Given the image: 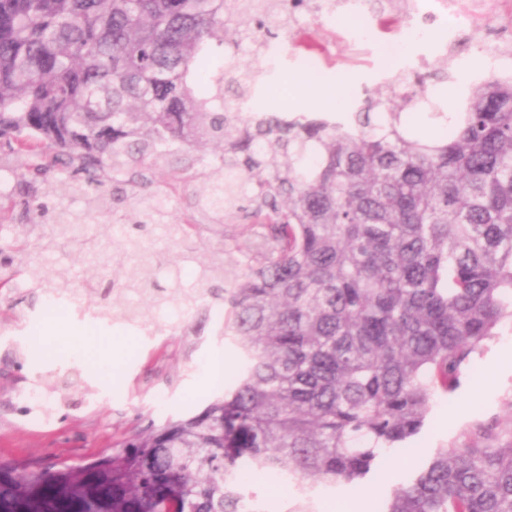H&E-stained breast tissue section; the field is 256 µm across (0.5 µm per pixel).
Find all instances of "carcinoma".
Masks as SVG:
<instances>
[{
    "mask_svg": "<svg viewBox=\"0 0 512 512\" xmlns=\"http://www.w3.org/2000/svg\"><path fill=\"white\" fill-rule=\"evenodd\" d=\"M301 37L288 0H0V172L83 201L45 224L42 197L24 200L45 248L110 213L131 225L121 253L142 255L171 201L167 236L211 241L190 289L160 285L152 259L108 279L107 243L81 242L85 312L138 321V290L187 319L222 308L238 356L224 396L110 456L0 459V512H267L246 487L272 478L299 494L284 512H310V479L365 484L512 320V78L474 82L451 112L417 72L363 88L340 121L252 111L256 94L276 100L272 64L235 56L276 41L286 58ZM214 45L232 51L218 68ZM417 108L437 134L403 118ZM243 213L242 241L226 227ZM0 266L1 292L20 275L60 293L26 232ZM43 350L17 347L33 365ZM379 512H512V419L438 449Z\"/></svg>",
    "mask_w": 512,
    "mask_h": 512,
    "instance_id": "1",
    "label": "carcinoma"
}]
</instances>
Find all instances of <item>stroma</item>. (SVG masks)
<instances>
[{
  "label": "stroma",
  "mask_w": 512,
  "mask_h": 512,
  "mask_svg": "<svg viewBox=\"0 0 512 512\" xmlns=\"http://www.w3.org/2000/svg\"><path fill=\"white\" fill-rule=\"evenodd\" d=\"M387 47L386 39H378L372 46L371 66L342 68L351 88L377 84L399 69V60L386 56ZM280 79L288 86L287 96L276 107L281 117H335L336 98L319 102L298 91V83L308 80L302 67L289 63ZM154 249L160 259L158 278L163 282L190 284L206 258L202 244L189 251L179 243L158 238ZM31 258L52 267L58 287L82 289L81 259L74 249L58 247L46 253L35 247ZM42 303L39 291L24 284L11 295H0V334L11 333L32 307ZM143 318L152 324L154 338L142 348L120 322L94 333L74 315L44 318L37 334L45 347L54 348L56 353L79 347L88 337L97 342L95 350L86 352L80 375L67 378L53 376V369L59 366L55 356L20 368L15 351L0 343V456L28 462L78 463L93 455H109L133 428L192 415L218 396V380L206 370L212 359L223 358V380L232 382L236 353L220 341V320L214 312L174 328L155 321L150 308L144 309ZM103 367L111 368V379L101 377ZM31 387L59 400L49 423L35 422L18 403L19 392ZM511 415L512 323L506 321L497 327L494 340L461 387L452 394L436 396L424 428L410 442L414 454L390 452L369 478L364 493L347 486H317L316 506L319 512H374L376 504L406 472L436 449L457 444L460 434L477 423Z\"/></svg>",
  "instance_id": "obj_1"
}]
</instances>
